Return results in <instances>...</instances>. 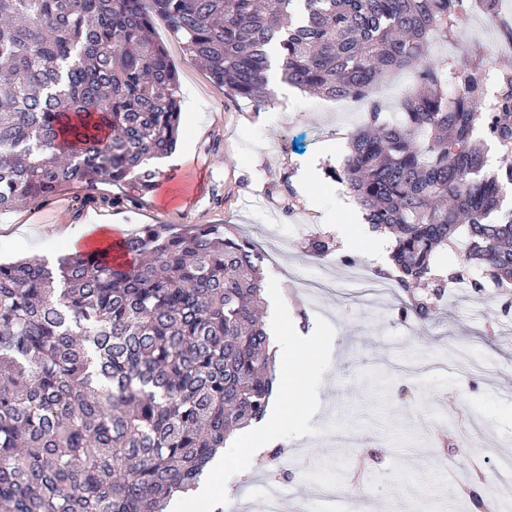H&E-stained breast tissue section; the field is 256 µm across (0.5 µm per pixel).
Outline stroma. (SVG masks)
I'll list each match as a JSON object with an SVG mask.
<instances>
[{"label":"stroma","instance_id":"obj_1","mask_svg":"<svg viewBox=\"0 0 512 512\" xmlns=\"http://www.w3.org/2000/svg\"><path fill=\"white\" fill-rule=\"evenodd\" d=\"M155 33L182 97L177 158L161 165L177 179L143 195L128 184L74 183L1 212L0 259L56 260L102 221L126 235L144 224L226 226L261 247L264 280L280 290L293 333L315 339L294 415L267 429L287 446L288 472L265 453L249 475L226 469L231 507L262 512L269 484L298 500L319 482L349 512H474L470 488L512 503V484L495 479L497 463L512 459V399L492 392L512 385V289H446L425 324L405 313L402 290L372 303L347 287L348 260L391 265L385 243L342 245L322 260L311 252L316 238H336L337 225L362 219L329 176L361 116L288 86L277 69L268 74L269 105L256 106L214 83L164 19ZM359 454L368 465L356 490L344 474Z\"/></svg>","mask_w":512,"mask_h":512}]
</instances>
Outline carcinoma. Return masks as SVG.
<instances>
[{"instance_id":"1","label":"carcinoma","mask_w":512,"mask_h":512,"mask_svg":"<svg viewBox=\"0 0 512 512\" xmlns=\"http://www.w3.org/2000/svg\"><path fill=\"white\" fill-rule=\"evenodd\" d=\"M462 13V0H0V211L74 182L155 188L181 117L151 33L161 16L216 83L257 105L274 63L333 99L416 68L401 112L370 104L334 178L393 234L403 291L463 280L434 273L438 249L460 240L472 287L488 269L511 288L512 67H488L479 46L427 54L431 36L455 39ZM122 247L128 263L87 249L55 267L0 263V512H163L267 412L256 246L213 224H144ZM406 306L431 315L423 296Z\"/></svg>"}]
</instances>
